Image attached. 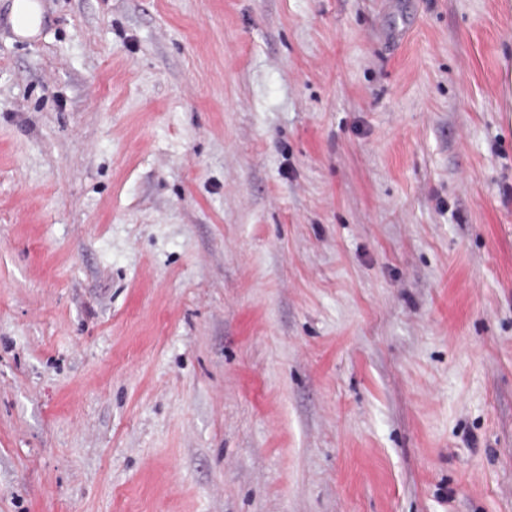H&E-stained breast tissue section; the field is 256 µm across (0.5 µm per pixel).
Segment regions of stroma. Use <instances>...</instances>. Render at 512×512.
I'll use <instances>...</instances> for the list:
<instances>
[{
	"label": "stroma",
	"instance_id": "obj_1",
	"mask_svg": "<svg viewBox=\"0 0 512 512\" xmlns=\"http://www.w3.org/2000/svg\"><path fill=\"white\" fill-rule=\"evenodd\" d=\"M0 0V512H512V0ZM12 24L15 32L23 37H30L37 33L41 24V10L36 2L26 3L24 9L20 0H15L12 7Z\"/></svg>",
	"mask_w": 512,
	"mask_h": 512
}]
</instances>
